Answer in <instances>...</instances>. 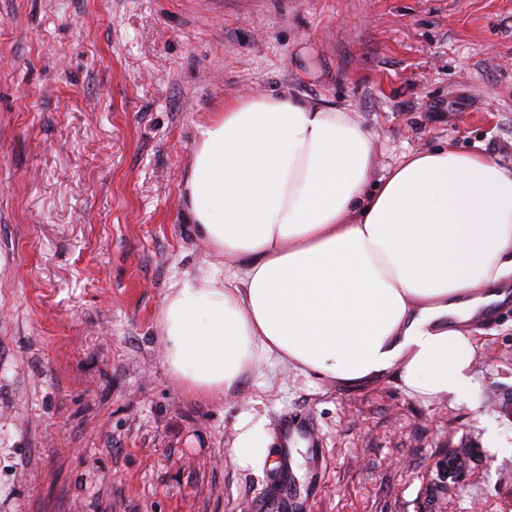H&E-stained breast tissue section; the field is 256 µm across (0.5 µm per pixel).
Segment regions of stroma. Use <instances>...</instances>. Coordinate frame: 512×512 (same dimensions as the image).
<instances>
[{"instance_id": "stroma-1", "label": "stroma", "mask_w": 512, "mask_h": 512, "mask_svg": "<svg viewBox=\"0 0 512 512\" xmlns=\"http://www.w3.org/2000/svg\"><path fill=\"white\" fill-rule=\"evenodd\" d=\"M284 89L349 109L375 176L445 146L512 170V0H0V512H277L287 415L315 426L287 486L309 512H512L511 305L469 326L470 404L395 373L264 365L205 398L171 375V286L235 267L185 201L198 128ZM247 414L268 444L243 469ZM236 429L238 434L229 457L241 467L254 465L264 456L267 448L264 421L252 415L246 416L239 421Z\"/></svg>"}]
</instances>
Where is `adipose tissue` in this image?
<instances>
[{
	"label": "adipose tissue",
	"instance_id": "obj_1",
	"mask_svg": "<svg viewBox=\"0 0 512 512\" xmlns=\"http://www.w3.org/2000/svg\"><path fill=\"white\" fill-rule=\"evenodd\" d=\"M374 144L344 109L283 90L225 104L200 131L186 201L242 273L187 276L160 325L190 394L232 392L276 361L352 386L399 370L407 389L468 402L464 327L512 275V171L448 148L373 176ZM230 458L265 454L247 416Z\"/></svg>",
	"mask_w": 512,
	"mask_h": 512
}]
</instances>
